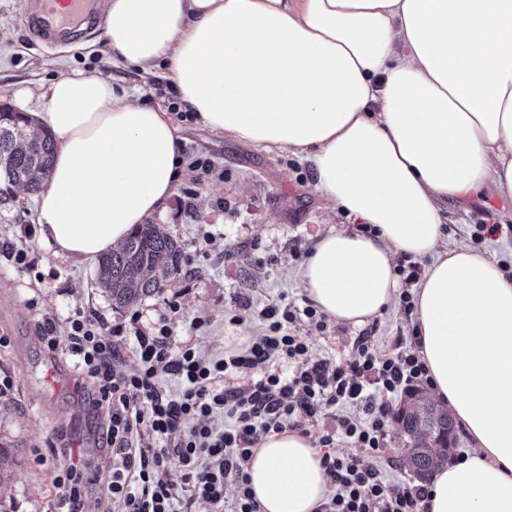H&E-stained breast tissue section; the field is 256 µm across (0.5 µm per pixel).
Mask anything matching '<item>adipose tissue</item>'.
I'll list each match as a JSON object with an SVG mask.
<instances>
[{"label": "adipose tissue", "instance_id": "adipose-tissue-1", "mask_svg": "<svg viewBox=\"0 0 512 512\" xmlns=\"http://www.w3.org/2000/svg\"><path fill=\"white\" fill-rule=\"evenodd\" d=\"M113 60L163 61L204 125L311 155L315 188L374 235L321 237L297 277L320 311L360 326L396 299L395 254L430 257L414 316L429 393L472 453L434 472L428 512H512V278L440 249L441 209L512 198V0H111ZM58 148L38 192L39 242L93 259L173 195L168 113L74 74L29 115ZM261 512H315L330 478L310 437L266 435L245 464Z\"/></svg>", "mask_w": 512, "mask_h": 512}]
</instances>
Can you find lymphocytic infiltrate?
Wrapping results in <instances>:
<instances>
[{
  "mask_svg": "<svg viewBox=\"0 0 512 512\" xmlns=\"http://www.w3.org/2000/svg\"><path fill=\"white\" fill-rule=\"evenodd\" d=\"M178 311V302L168 301L166 313L147 330L134 318L110 324L82 310L63 328L47 313L38 324L46 348L64 351L78 380L93 384L89 400L102 419V445L112 452L104 482L116 512H187L197 500L216 512H260L244 472L259 435L302 429L327 410L336 427L318 444L336 492L318 512H425L427 486L388 488L380 459L394 398L429 381L418 337L399 338L394 352L386 353L370 349L363 333L349 359L316 358L306 337L286 330L298 315L315 318L314 305L299 310L271 304L260 312L266 325L261 336L207 361L190 344L177 342L170 317ZM130 339L140 365L121 374L115 365ZM255 368L263 371L260 379L224 386V376ZM164 374L179 380L178 391L161 386ZM346 405L361 408L363 419L343 414ZM340 436L364 448V455L333 453ZM173 462L179 471L175 478L169 473ZM90 480L81 464L60 470L54 478L55 512H85ZM229 482L236 495L228 505L224 486Z\"/></svg>",
  "mask_w": 512,
  "mask_h": 512,
  "instance_id": "f902f5d3",
  "label": "lymphocytic infiltrate"
}]
</instances>
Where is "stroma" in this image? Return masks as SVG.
I'll use <instances>...</instances> for the list:
<instances>
[{"mask_svg":"<svg viewBox=\"0 0 512 512\" xmlns=\"http://www.w3.org/2000/svg\"><path fill=\"white\" fill-rule=\"evenodd\" d=\"M25 4L0 0V104L24 113L45 111L50 84L82 73L110 78L115 93L135 95L145 106L168 108L164 66L147 74L113 62L99 33L80 46L39 48L19 21ZM175 123L183 153L210 161L216 172L200 180L180 164L174 194L149 221L164 225L181 244V270L160 293L132 307L113 309L95 280V263L53 256L38 241L21 238L20 225L36 221L35 195L14 189L0 201V241L39 253L38 266L30 272L0 256V336L8 340L0 348V380L13 383L0 395V475L6 478L0 484V512H51L58 437H66L74 459L86 462L89 470L103 474L112 466L88 400L91 384L76 383L67 355L48 351L40 341L42 314L63 322L81 307L112 324L135 317L146 328L175 296L181 303L175 324L179 338L192 341L202 358H219L262 333L258 313L265 304L303 306L307 294L296 273L314 243L331 231L358 225L315 190L314 166L304 154L269 152L196 118L179 117ZM480 224H496L500 230L479 244L473 233ZM442 236L449 248H479L512 274V199L486 194L464 206L449 203L442 213ZM198 316L208 317L209 323L191 330ZM368 326L372 348L384 352L398 337L412 335L415 323L396 303ZM290 331L308 338L313 356L337 360L349 357L360 334L349 324L329 319L320 328L304 317ZM386 429L383 456L394 463L387 472L389 484L414 481L397 419H389Z\"/></svg>","mask_w":512,"mask_h":512,"instance_id":"obj_1","label":"stroma"}]
</instances>
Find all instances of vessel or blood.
<instances>
[{
	"mask_svg": "<svg viewBox=\"0 0 512 512\" xmlns=\"http://www.w3.org/2000/svg\"><path fill=\"white\" fill-rule=\"evenodd\" d=\"M106 19V0H27L22 24L39 44L71 47L84 41Z\"/></svg>",
	"mask_w": 512,
	"mask_h": 512,
	"instance_id": "1",
	"label": "vessel or blood"
}]
</instances>
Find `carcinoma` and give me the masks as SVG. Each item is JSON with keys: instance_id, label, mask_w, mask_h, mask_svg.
I'll list each match as a JSON object with an SVG mask.
<instances>
[{"instance_id": "carcinoma-1", "label": "carcinoma", "mask_w": 512, "mask_h": 512, "mask_svg": "<svg viewBox=\"0 0 512 512\" xmlns=\"http://www.w3.org/2000/svg\"><path fill=\"white\" fill-rule=\"evenodd\" d=\"M27 126L25 113L0 106V182L35 194L40 180L51 171L55 141L48 131L27 137ZM181 259L182 248L175 237L158 224H139L121 247L100 257L97 279L112 307L123 310L160 292L163 282L179 271ZM397 420L407 436L415 472L428 479L448 460V439L455 438L451 416L429 403L417 414L399 409Z\"/></svg>"}]
</instances>
